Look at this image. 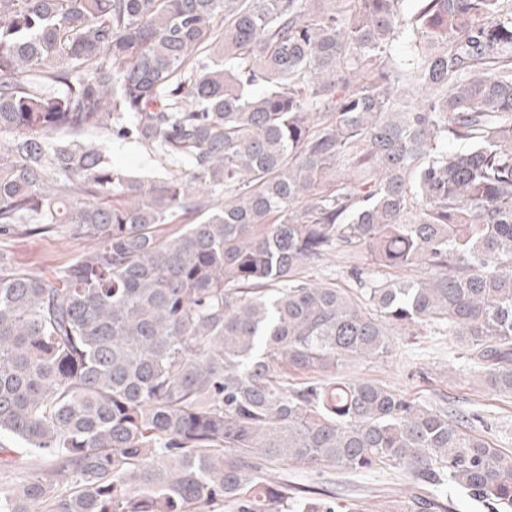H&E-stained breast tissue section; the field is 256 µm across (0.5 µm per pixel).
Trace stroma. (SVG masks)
I'll return each instance as SVG.
<instances>
[{
  "label": "stroma",
  "instance_id": "obj_1",
  "mask_svg": "<svg viewBox=\"0 0 512 512\" xmlns=\"http://www.w3.org/2000/svg\"><path fill=\"white\" fill-rule=\"evenodd\" d=\"M113 165L133 174L162 172L163 163L149 148L132 139H118L101 131L93 136ZM88 244L64 233L0 238V251L10 263L32 274L59 269L87 250ZM456 342L435 334L432 327L417 326L415 333L395 330L390 349L379 359L352 362L348 376L377 381L421 402L446 405L450 413L481 416L477 428L498 448L512 450V398L489 392L479 385L464 360L457 357ZM290 480L307 483L321 478L337 497L356 503L364 512H395L398 500L407 496V469L383 468L367 473L340 470L319 474L317 468L287 466Z\"/></svg>",
  "mask_w": 512,
  "mask_h": 512
}]
</instances>
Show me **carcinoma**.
<instances>
[{
    "mask_svg": "<svg viewBox=\"0 0 512 512\" xmlns=\"http://www.w3.org/2000/svg\"><path fill=\"white\" fill-rule=\"evenodd\" d=\"M403 2L0 0V236L88 243L0 252V440L50 462L0 512H349L284 464L512 512L478 415L342 372L425 323L512 395V0ZM360 252L356 288L308 279ZM91 138L106 151L113 165L123 167L130 173L151 175L164 172L165 168L176 177H187L184 168H170L153 151L133 139H118L107 131L98 132ZM84 240L70 238L65 233L42 236L15 235L0 238V251L10 263L32 274L58 270L87 250Z\"/></svg>",
    "mask_w": 512,
    "mask_h": 512,
    "instance_id": "obj_1",
    "label": "carcinoma"
}]
</instances>
